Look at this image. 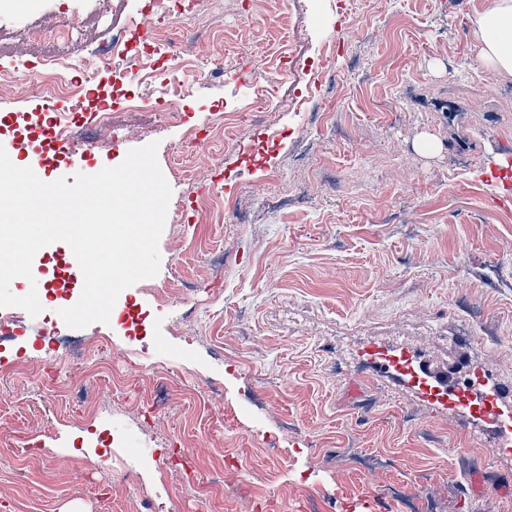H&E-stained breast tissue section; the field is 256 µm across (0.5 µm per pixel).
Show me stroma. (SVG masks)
Instances as JSON below:
<instances>
[{
    "instance_id": "obj_1",
    "label": "stroma",
    "mask_w": 512,
    "mask_h": 512,
    "mask_svg": "<svg viewBox=\"0 0 512 512\" xmlns=\"http://www.w3.org/2000/svg\"><path fill=\"white\" fill-rule=\"evenodd\" d=\"M490 0H202L181 24L199 76L183 121L152 109L141 66L93 88L127 94L116 128L86 122L50 146L33 122L87 101L48 99L25 29L59 0L0 13V145L39 178L94 174L158 142L182 200L157 276L126 288L109 323L68 327L78 271L65 244L38 251V316L0 338V512H512V455L388 382L356 351L398 343L478 364L512 385V76L471 65ZM143 0H92L69 51L106 47ZM331 59H323L327 47ZM294 51L303 65L281 63ZM275 96L250 111L242 75ZM248 111L236 138L217 113ZM198 146L181 148L189 137ZM95 404L100 419L85 417Z\"/></svg>"
}]
</instances>
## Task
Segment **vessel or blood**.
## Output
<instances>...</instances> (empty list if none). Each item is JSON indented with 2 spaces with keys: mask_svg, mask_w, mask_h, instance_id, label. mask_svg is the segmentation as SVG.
Listing matches in <instances>:
<instances>
[{
  "mask_svg": "<svg viewBox=\"0 0 512 512\" xmlns=\"http://www.w3.org/2000/svg\"><path fill=\"white\" fill-rule=\"evenodd\" d=\"M358 355L374 379L395 380L456 417L470 434L489 436L504 453H512L511 385L493 382L477 366L464 373L398 345L369 342Z\"/></svg>",
  "mask_w": 512,
  "mask_h": 512,
  "instance_id": "b4317fda",
  "label": "vessel or blood"
}]
</instances>
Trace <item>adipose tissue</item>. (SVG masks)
Returning <instances> with one entry per match:
<instances>
[{"label":"adipose tissue","instance_id":"1","mask_svg":"<svg viewBox=\"0 0 512 512\" xmlns=\"http://www.w3.org/2000/svg\"><path fill=\"white\" fill-rule=\"evenodd\" d=\"M474 24L478 68L512 76V0H491Z\"/></svg>","mask_w":512,"mask_h":512}]
</instances>
